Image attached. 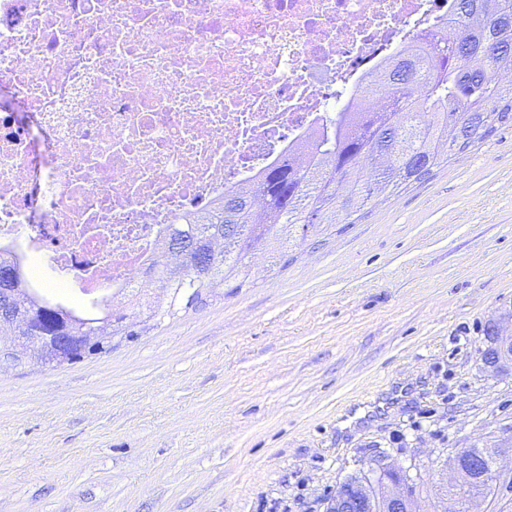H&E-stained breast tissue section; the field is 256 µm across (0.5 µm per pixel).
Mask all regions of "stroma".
Segmentation results:
<instances>
[{"label":"stroma","mask_w":512,"mask_h":512,"mask_svg":"<svg viewBox=\"0 0 512 512\" xmlns=\"http://www.w3.org/2000/svg\"><path fill=\"white\" fill-rule=\"evenodd\" d=\"M249 256L219 288L110 350L0 364V512H325L388 458L439 512L466 448L512 512V127L363 213ZM495 336L487 337L490 345L484 351L485 362L493 366L499 365L501 362L508 358H512L509 353L512 350V335L511 336H499L498 331L492 330Z\"/></svg>","instance_id":"1"}]
</instances>
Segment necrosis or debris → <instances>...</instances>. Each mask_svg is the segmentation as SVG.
<instances>
[{
  "label": "necrosis or debris",
  "mask_w": 512,
  "mask_h": 512,
  "mask_svg": "<svg viewBox=\"0 0 512 512\" xmlns=\"http://www.w3.org/2000/svg\"><path fill=\"white\" fill-rule=\"evenodd\" d=\"M453 0H0V254L120 294Z\"/></svg>",
  "instance_id": "1"
}]
</instances>
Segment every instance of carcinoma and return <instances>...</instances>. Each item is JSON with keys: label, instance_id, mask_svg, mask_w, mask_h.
<instances>
[{"label": "carcinoma", "instance_id": "obj_1", "mask_svg": "<svg viewBox=\"0 0 512 512\" xmlns=\"http://www.w3.org/2000/svg\"><path fill=\"white\" fill-rule=\"evenodd\" d=\"M418 49L404 47L381 74L392 96L376 111L366 95L354 97L336 118L309 137L306 167L282 163L224 192L209 212L169 225L164 249L178 248L179 265L156 275L146 271L143 286L122 294L108 310L112 335L123 336L129 322H147L157 311L149 286L159 283L169 297L167 314L181 303L230 283L251 278V250L266 245L278 256L301 228L302 236L336 213L351 215L375 194L427 178L439 161L464 153L512 123V83L498 73L512 70V0H456L449 32L429 34ZM13 272L3 299L24 303L32 313L55 314L68 330L88 335L97 318L54 301L30 287L24 265L0 255V273Z\"/></svg>", "mask_w": 512, "mask_h": 512}]
</instances>
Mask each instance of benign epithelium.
I'll use <instances>...</instances> for the list:
<instances>
[{
	"label": "benign epithelium",
	"mask_w": 512,
	"mask_h": 512,
	"mask_svg": "<svg viewBox=\"0 0 512 512\" xmlns=\"http://www.w3.org/2000/svg\"><path fill=\"white\" fill-rule=\"evenodd\" d=\"M23 329L30 333L32 350L64 364L84 358L109 339L108 323L94 328L88 336H65L59 325L44 319H29ZM484 351L485 362L493 366L512 357L511 336H490ZM491 453L473 454L465 448L450 461L458 481L449 484L450 497L441 512H457V506L474 501V485H490L497 477L491 465ZM408 471L389 463L379 462L368 472H361L344 481L328 501L326 512H414L415 500Z\"/></svg>",
	"instance_id": "obj_1"
}]
</instances>
